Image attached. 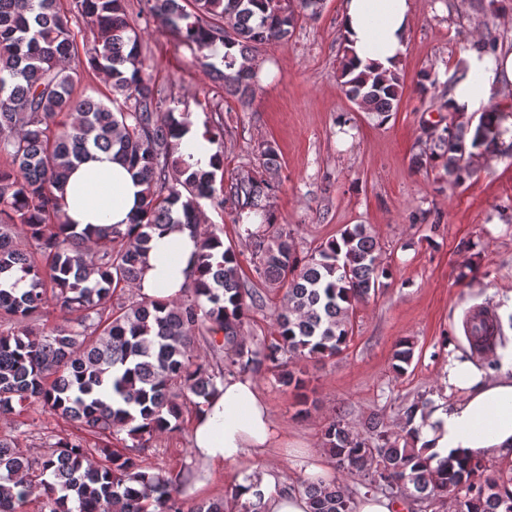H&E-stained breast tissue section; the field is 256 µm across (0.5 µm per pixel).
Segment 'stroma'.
Here are the masks:
<instances>
[{
	"label": "stroma",
	"mask_w": 512,
	"mask_h": 512,
	"mask_svg": "<svg viewBox=\"0 0 512 512\" xmlns=\"http://www.w3.org/2000/svg\"><path fill=\"white\" fill-rule=\"evenodd\" d=\"M344 0H323L320 13L300 18L287 42L258 55L275 67L248 101L226 94L196 63L186 45L156 25H143L141 0H128L131 23L159 86L196 126L224 124V179L256 171L264 144L280 166L268 205L278 223L293 228V246L306 254L348 224L371 225L392 269L384 288L356 305L349 345L333 359L299 358L293 369L307 380L306 414L270 371L255 374L283 440L253 463L271 469L276 488L298 490L295 465L324 453L329 421L343 417L358 429L372 419L398 432L403 409L418 399L443 398L449 355H471L465 323L474 311L497 312L512 298V153L478 149L458 186L442 166L417 169L411 159L425 145L428 124L447 110L421 100L422 71L449 81L460 58L485 37L512 51V0H412L415 17L400 60V102L387 121L349 100L339 80L345 42ZM416 344L405 373L393 369L396 342ZM194 410L180 432L154 439L143 460L156 471L196 466L189 441ZM71 421L39 408L0 417V433L21 447L42 450L49 436L72 435Z\"/></svg>",
	"instance_id": "stroma-1"
}]
</instances>
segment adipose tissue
Returning <instances> with one entry per match:
<instances>
[{"instance_id": "adipose-tissue-1", "label": "adipose tissue", "mask_w": 512, "mask_h": 512, "mask_svg": "<svg viewBox=\"0 0 512 512\" xmlns=\"http://www.w3.org/2000/svg\"><path fill=\"white\" fill-rule=\"evenodd\" d=\"M413 25L410 0H344L341 28L361 65L382 70L397 66ZM469 73L448 95L459 116L479 110L500 90L512 86V52L481 56L469 53ZM140 190L131 172L111 155L71 171L65 210L79 226L128 224ZM196 240L177 228L154 238L140 281L142 296L175 298L196 276ZM444 389L450 401H434L417 415L416 445L434 460L447 457L512 459V337L485 363L448 359ZM277 424L271 408L249 377H227L194 418L191 448L208 470L229 465L249 468L254 455L273 447Z\"/></svg>"}]
</instances>
